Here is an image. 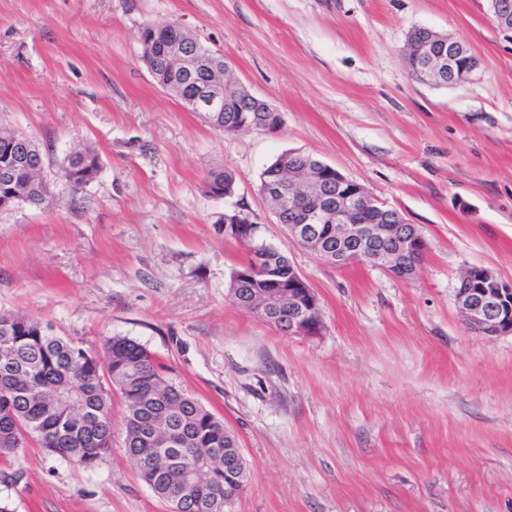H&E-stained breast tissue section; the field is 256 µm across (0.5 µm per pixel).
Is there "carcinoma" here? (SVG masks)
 I'll return each instance as SVG.
<instances>
[{"label": "carcinoma", "instance_id": "carcinoma-1", "mask_svg": "<svg viewBox=\"0 0 512 512\" xmlns=\"http://www.w3.org/2000/svg\"><path fill=\"white\" fill-rule=\"evenodd\" d=\"M99 154L85 148L68 163L64 176L79 192L97 178ZM225 171H213L209 193L224 195ZM41 206L49 199L39 175L16 171L11 181L0 182V204ZM259 279L247 283L229 276L231 297L251 289H264ZM164 367L139 343L123 336L110 338L100 355L82 343L56 336L36 320L0 312V413L9 410L13 421L0 417V434L12 437L10 447H0V459L18 457V443L29 437L42 448L78 465L92 468L112 446V395L124 405L126 454L139 477L153 493L170 502L180 496L195 499L191 512H222L224 461L240 449L236 435L185 389L170 385L165 405L153 402ZM108 374L112 390L101 386ZM170 422L180 429L173 448L152 442L142 427L155 421Z\"/></svg>", "mask_w": 512, "mask_h": 512}]
</instances>
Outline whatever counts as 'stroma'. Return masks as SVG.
<instances>
[{
  "instance_id": "stroma-1",
  "label": "stroma",
  "mask_w": 512,
  "mask_h": 512,
  "mask_svg": "<svg viewBox=\"0 0 512 512\" xmlns=\"http://www.w3.org/2000/svg\"><path fill=\"white\" fill-rule=\"evenodd\" d=\"M171 21L233 61L282 113L278 133L213 130L163 92L141 29ZM426 27L478 60L453 86L402 55ZM0 122L45 154L53 195L0 210V311L102 349L124 336L238 437L249 480L228 512H512V334L456 303L479 265L512 281V42L488 0H0ZM95 181L61 185L72 151ZM286 151L334 166L417 225L414 277L339 267L292 242L259 193ZM235 193L209 194L212 170ZM244 206L315 293L323 328L288 336L236 306L246 262L225 239ZM87 469L25 448L12 512H168L131 466L121 407ZM78 156L73 163L69 160L68 167L64 168V176L75 193L95 181L101 169V159L95 150L85 148Z\"/></svg>"
}]
</instances>
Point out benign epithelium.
<instances>
[{"label": "benign epithelium", "instance_id": "obj_1", "mask_svg": "<svg viewBox=\"0 0 512 512\" xmlns=\"http://www.w3.org/2000/svg\"><path fill=\"white\" fill-rule=\"evenodd\" d=\"M497 26L512 40V0H489ZM154 28L168 38L160 44L165 69L149 70L155 83L168 93H177L200 71L210 79L197 86L187 100L189 109L216 124L221 113L230 109L244 113V129H262L274 133L283 122L282 114L270 104L247 92L229 93L226 78L230 59L219 51L200 47L184 34V28L170 22H156ZM467 53L459 41L423 29L418 54L419 74L427 81L448 84L460 82L457 60ZM280 173L269 175L262 186L266 201L286 202L293 208L294 223L288 233L296 243L316 244L330 263L344 267L353 263L376 265L402 278L413 276L418 268L415 258L423 254L426 241L414 224L402 221L400 213L376 200L361 184L346 178L335 167L310 154L287 152L277 161ZM251 223L239 210L224 213V238L238 239ZM288 270V288L264 292L258 302L253 290L237 298L243 307L261 313L289 336H311L323 327L322 317L314 315L316 297L294 263L281 253L256 248L251 264L238 276L252 280L255 275L274 276ZM463 287L456 288L455 301L466 324L475 333L493 337L512 334V282L498 278L487 268L471 266L460 276Z\"/></svg>", "mask_w": 512, "mask_h": 512}]
</instances>
